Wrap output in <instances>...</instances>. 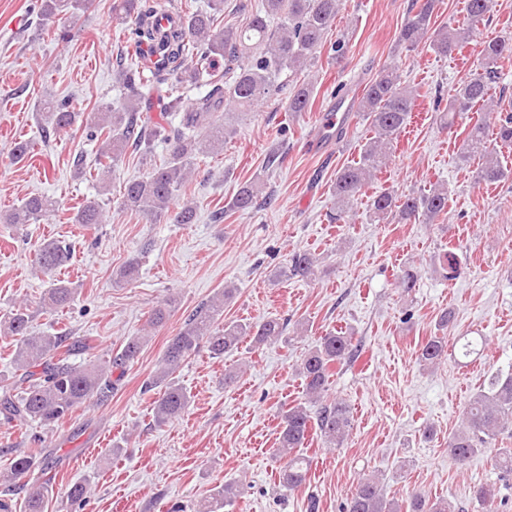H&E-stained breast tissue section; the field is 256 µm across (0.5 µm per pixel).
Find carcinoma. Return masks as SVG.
Segmentation results:
<instances>
[{"label": "carcinoma", "instance_id": "cac0c4a2", "mask_svg": "<svg viewBox=\"0 0 512 512\" xmlns=\"http://www.w3.org/2000/svg\"><path fill=\"white\" fill-rule=\"evenodd\" d=\"M90 0H41L40 17L50 21L65 9L86 8ZM341 0H263V10L250 15L241 27L224 26V0H210L208 9L182 14V23L163 25L160 18L172 12L165 0H113L112 18L120 24L131 23L129 38L137 46L146 45L158 61L150 66L142 61H119L117 81L126 90L120 104H110L91 114L85 125L92 139L104 134L99 159L103 164L102 184L112 179L127 151L142 157L152 154L155 143L168 147L160 163L147 162L142 176L125 182L119 194V206L151 220L161 218L171 224H193L197 206L179 202L199 160L224 149V142L235 131L242 114L281 91L278 80L288 72H297L314 64L324 46V36L336 21ZM435 0H419L416 11L408 17L398 34V43L409 50L419 46L437 56H448L468 43L472 28L491 11L492 0H467L470 27H435L432 22ZM281 24L270 28V20ZM512 56V39L484 44L478 68L458 83L448 95V106L437 119L448 127L455 120L467 118L480 104L488 112L498 111L492 89L498 83L499 60ZM224 64L230 80L215 77V66ZM206 87L205 94L193 101L184 96L188 87ZM312 88L304 85L288 96L286 110L306 112L311 105ZM157 102L159 113L148 115L145 105ZM413 90L401 83L398 68H383L365 84L352 108L370 126L372 136L362 145L357 161L336 171L332 194L336 208L329 214L333 223L349 217L351 205L378 173L389 167L398 139L412 118ZM44 127L55 131L72 128L84 121V113L69 110L63 101L45 100L38 105ZM180 115L178 126L166 122L167 114ZM499 143L512 145V115L499 116L495 125ZM478 160V178L497 182L512 178V168L504 165L488 143L486 123L468 125L460 160ZM261 188L255 179L240 184L227 203V210L244 212L256 207ZM58 201L34 196L24 200L5 216L1 224H36L48 222L58 211ZM448 208V187L435 185L427 191L400 195L381 192L372 197L369 212L380 220L393 217L402 224L423 218L432 221ZM104 220L99 201L85 202L74 215V222L89 227ZM71 249L57 240L43 242L37 251V269L52 275L67 265ZM319 261L307 251L291 254L275 273L277 279H316ZM235 288L226 286L200 303L172 336L161 357L159 368L149 378L146 389H156L154 420L159 424L180 417L190 403V395L176 382L174 374L190 356L205 346L220 357L237 348L244 338L262 345L278 340L287 324L278 318L257 322L224 321V302L233 298ZM74 299V288L54 280L44 295V305L51 310L66 308ZM176 299L168 298L149 316V328L162 326ZM32 315L19 306L0 318V329L16 337L11 382L0 383V416L6 421L37 422L52 428L94 400H102L115 389L114 372L124 373L137 361L148 340L131 336L112 355L101 361L73 365L69 358L88 346L87 340L63 335H35L30 331ZM440 335L422 345L421 363L434 366L448 352L447 338L455 329L454 316L445 311L437 320ZM353 336L329 332L303 356L298 366L305 401L285 404L278 412L279 436L274 456L283 461L279 487L294 492L306 482L311 461L299 454L312 434L320 436L328 448L341 445L353 426L350 406L342 398H328L333 369L354 355ZM512 426V372L498 373L488 387L475 393L463 411L462 427L448 435V452L464 465L484 449L496 448L495 464L512 473V448H498L499 435ZM7 469L14 478H22L37 465L36 455L6 451ZM51 479L30 488L24 512H46ZM242 494L241 483L231 480L216 487L199 504L197 512H220L235 505ZM475 499L485 512H494L495 491L480 486ZM343 512H456L446 499H430L420 492L407 497H387L376 476L361 479L350 491Z\"/></svg>", "mask_w": 512, "mask_h": 512}]
</instances>
